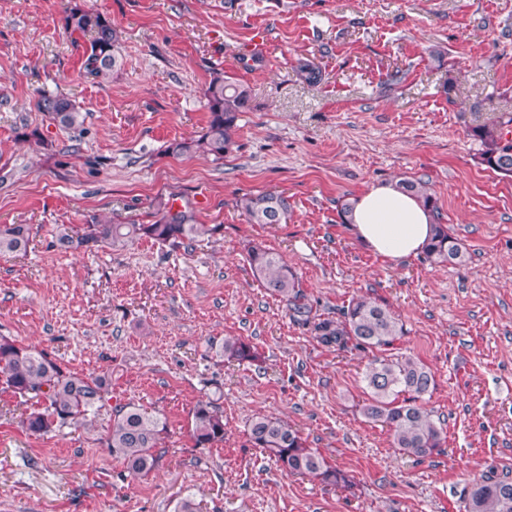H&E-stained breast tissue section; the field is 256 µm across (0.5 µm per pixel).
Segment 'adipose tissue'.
Listing matches in <instances>:
<instances>
[{
    "instance_id": "adipose-tissue-1",
    "label": "adipose tissue",
    "mask_w": 512,
    "mask_h": 512,
    "mask_svg": "<svg viewBox=\"0 0 512 512\" xmlns=\"http://www.w3.org/2000/svg\"><path fill=\"white\" fill-rule=\"evenodd\" d=\"M347 221L364 247L393 260L422 252L434 229L432 213L394 182L376 184L355 197Z\"/></svg>"
}]
</instances>
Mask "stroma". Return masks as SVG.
Segmentation results:
<instances>
[{
  "label": "stroma",
  "instance_id": "stroma-1",
  "mask_svg": "<svg viewBox=\"0 0 512 512\" xmlns=\"http://www.w3.org/2000/svg\"><path fill=\"white\" fill-rule=\"evenodd\" d=\"M75 7L122 34L108 79L82 72L89 41L64 27ZM301 58L320 84L299 79ZM216 75L252 88L236 148L221 161L169 154L202 134ZM43 93L75 102L83 128L39 112ZM502 112L512 0H0V224L33 228L26 256L0 257V336L106 378L112 403L167 425L155 469L134 477L108 451L107 413L32 436L0 385V512H175L185 497L202 512H463L465 485L512 478V177L487 169L467 133ZM400 179L428 182L463 264L388 260L342 223L343 204ZM264 191L289 197L287 223L238 211ZM160 197L216 233L188 248L52 245L60 224L153 223ZM253 244L283 257L315 317L359 297L400 316L393 352L435 376L441 452L415 460L363 415L371 353L321 344L253 275ZM228 337L259 364L227 362ZM207 398L224 440L199 448L191 411ZM262 415L288 420L351 487L284 474L249 441Z\"/></svg>",
  "mask_w": 512,
  "mask_h": 512
}]
</instances>
